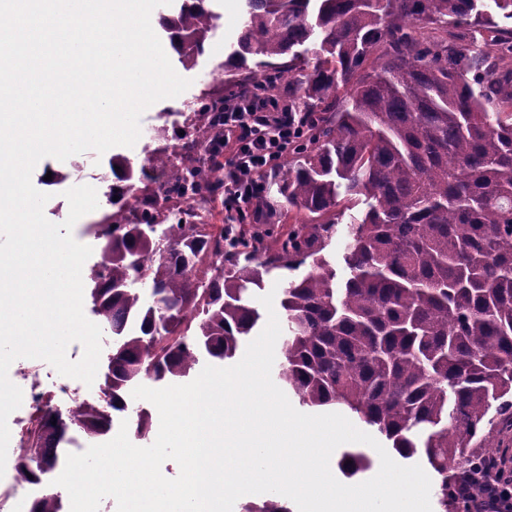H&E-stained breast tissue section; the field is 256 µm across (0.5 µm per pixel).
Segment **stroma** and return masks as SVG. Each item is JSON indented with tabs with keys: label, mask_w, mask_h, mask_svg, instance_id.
<instances>
[{
	"label": "stroma",
	"mask_w": 512,
	"mask_h": 512,
	"mask_svg": "<svg viewBox=\"0 0 512 512\" xmlns=\"http://www.w3.org/2000/svg\"><path fill=\"white\" fill-rule=\"evenodd\" d=\"M212 2L219 14V20L205 52L199 57L195 68L189 70L183 68L179 71L180 76L190 80V87L181 96L160 100L143 113L140 120L139 145L130 148L114 147L109 153L100 157L92 151L71 156L64 161L47 157L36 165L32 173V182L39 191L50 196L44 207V214L49 221L60 224L68 216L69 205L63 195L64 188L89 185L95 187L97 193H105L104 184L98 180L102 171V162L110 161L114 156H123L133 164H141L144 160L141 146L151 141L153 131L162 127L173 130L182 126L181 111L184 102L200 101L208 92L228 91L229 77L225 71H222L221 65L236 44L246 9L245 0H212ZM51 170L68 172L69 178L65 187L61 188L47 181L46 174Z\"/></svg>",
	"instance_id": "35a3bbf8"
}]
</instances>
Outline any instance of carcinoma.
<instances>
[{
    "instance_id": "1",
    "label": "carcinoma",
    "mask_w": 512,
    "mask_h": 512,
    "mask_svg": "<svg viewBox=\"0 0 512 512\" xmlns=\"http://www.w3.org/2000/svg\"><path fill=\"white\" fill-rule=\"evenodd\" d=\"M208 0H181L160 25L185 68L205 51L218 15ZM512 0H246L237 47L224 67L250 78L258 97L285 85L302 134L277 183L278 209L243 206L205 232L183 223L180 197L216 202L224 167L204 158L188 177L166 150L136 168L112 158V196L144 197L95 221L101 265L88 279L93 312L112 334L102 403L30 433L20 476L40 485L63 459L70 426L90 439L145 380L177 384L207 355L233 358L256 327L265 278L284 283L287 334L279 379L300 403L342 408L391 442L403 459L422 456L448 512L454 482L480 458L505 456L512 432ZM204 96L196 146L224 134V108ZM168 167L162 183L148 169ZM341 284L324 250L350 205ZM295 212L288 232L278 210ZM265 221L261 230L251 225ZM156 225L145 237L141 227ZM310 262L300 279L288 272ZM56 424H51V421ZM152 425L149 409L131 426ZM372 464L348 450L341 474ZM48 489L35 512H58ZM243 512H289L274 493Z\"/></svg>"
}]
</instances>
